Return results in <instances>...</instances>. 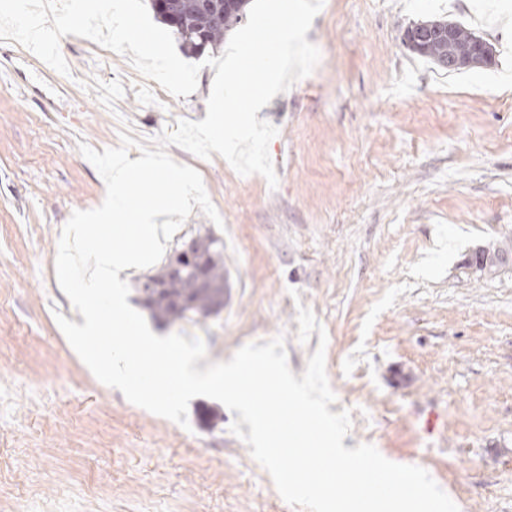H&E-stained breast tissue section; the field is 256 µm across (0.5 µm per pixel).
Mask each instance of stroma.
I'll return each instance as SVG.
<instances>
[{
  "instance_id": "obj_1",
  "label": "stroma",
  "mask_w": 512,
  "mask_h": 512,
  "mask_svg": "<svg viewBox=\"0 0 512 512\" xmlns=\"http://www.w3.org/2000/svg\"><path fill=\"white\" fill-rule=\"evenodd\" d=\"M512 0H324L306 38L315 70L263 107L278 176L239 175L220 155L195 168L221 217L193 209L168 243L219 238L229 296L219 316L153 326L203 340L208 362L283 337L302 375L318 345L343 444L417 465L459 512H512V268L468 270L512 239ZM475 29L493 65L444 71L408 50L413 23ZM69 75L45 81L32 53L0 42V512H305L286 503L234 436L220 402L193 398L188 427L99 382L56 317L80 321L53 262L76 210L105 183L80 144L141 147L203 120L215 75L186 97H151L128 57L62 37ZM326 340L300 342L299 307Z\"/></svg>"
}]
</instances>
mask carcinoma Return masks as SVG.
Masks as SVG:
<instances>
[{
	"instance_id": "obj_1",
	"label": "carcinoma",
	"mask_w": 512,
	"mask_h": 512,
	"mask_svg": "<svg viewBox=\"0 0 512 512\" xmlns=\"http://www.w3.org/2000/svg\"><path fill=\"white\" fill-rule=\"evenodd\" d=\"M248 2L249 0H238L237 14L233 15L221 9H203L198 0H178L176 8L185 22L181 28L172 29V32L177 36L181 48L191 55L201 56L209 49L215 51L224 44L226 32L239 23V17L245 14ZM450 49L448 42L433 39L414 42L412 52L439 66L440 57L450 54ZM196 239L206 246L209 275L215 287L198 286L195 271L189 265L184 267L181 276H170V259L155 274L137 281L136 290L140 294L148 283L162 286L158 297L143 302V307L148 310L151 318L159 323L172 324L188 320L192 315L218 313L224 309V302L215 300V294L223 293L227 288L223 249L220 242L209 235H198ZM182 298L190 299L192 306L180 307L179 300Z\"/></svg>"
}]
</instances>
